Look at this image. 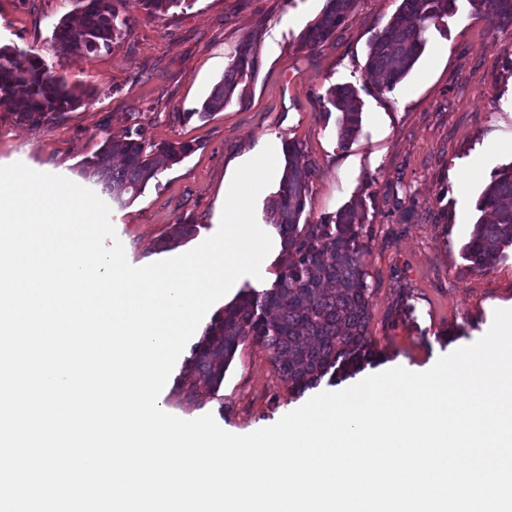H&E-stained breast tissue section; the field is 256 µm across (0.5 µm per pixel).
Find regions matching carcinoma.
I'll return each instance as SVG.
<instances>
[{
  "instance_id": "obj_1",
  "label": "carcinoma",
  "mask_w": 512,
  "mask_h": 512,
  "mask_svg": "<svg viewBox=\"0 0 512 512\" xmlns=\"http://www.w3.org/2000/svg\"><path fill=\"white\" fill-rule=\"evenodd\" d=\"M76 13L62 17L54 39L66 53L83 55L109 50L129 29L112 0H77ZM150 16L162 15L187 0H134ZM457 0H402L399 12L369 44L366 71L383 90L399 83L412 69L425 45V22L455 11ZM493 27H512V0H466ZM353 0H327L321 14L301 35L303 47L324 45L343 24ZM247 51L224 73L199 112L206 117L224 107L243 76ZM82 102V94L33 54L0 46V105L22 123L49 125L59 113ZM328 103L341 113L340 140L358 132L361 104L351 85L333 87ZM192 151L186 143L153 144L139 137L107 140L86 163L89 176L107 190L137 195L160 172ZM287 161L268 223L280 237L282 271L274 285L252 288L224 307L223 314L195 346L191 370L212 391L221 383L240 344L249 340L270 351V361L283 382L296 392L316 387L326 375H350L376 359L367 336L370 292L362 258L371 235L359 213L360 204L341 208L316 224L301 223L311 168L296 160L297 148H285ZM477 210L482 215L463 247L477 268L490 265L512 246V163L497 169L483 190Z\"/></svg>"
}]
</instances>
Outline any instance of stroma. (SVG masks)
Instances as JSON below:
<instances>
[{
  "mask_svg": "<svg viewBox=\"0 0 512 512\" xmlns=\"http://www.w3.org/2000/svg\"><path fill=\"white\" fill-rule=\"evenodd\" d=\"M326 0H188L159 17L133 0H113L132 20L111 50L60 52L53 28L73 0H0V46L39 55L81 92L79 107L50 125L20 123L0 106V165L23 162L93 190L128 262L142 267L183 254L214 235L236 169L265 146L295 144L311 165L304 220L316 223L355 199L372 230L363 258L370 288L368 334L378 358L359 372L323 378L317 390H290L263 346L241 344L216 393L195 395L190 360L202 331L180 354L158 403L191 420L212 414L245 435L276 423L315 391H339L393 367L430 369L474 343L494 312L512 309V247L493 264L464 259L488 175L512 162V30H497L461 0L455 14L430 20L425 47L406 77L377 92L365 65L368 44L401 0H355L324 46L300 36ZM247 64L231 100L197 114L236 58ZM350 84L362 104L348 144L338 138L330 87ZM144 128L147 141L183 142L191 153L150 180L140 195L112 196L85 176L106 139ZM189 235L170 234L176 224Z\"/></svg>",
  "mask_w": 512,
  "mask_h": 512,
  "instance_id": "obj_1",
  "label": "stroma"
}]
</instances>
